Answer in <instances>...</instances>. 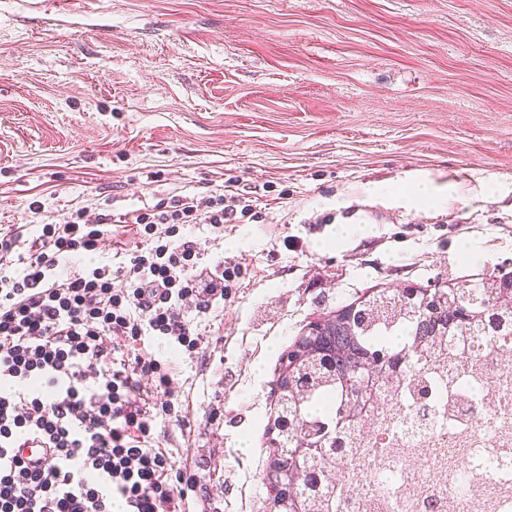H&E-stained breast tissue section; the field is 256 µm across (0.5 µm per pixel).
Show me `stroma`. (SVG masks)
Wrapping results in <instances>:
<instances>
[{"mask_svg": "<svg viewBox=\"0 0 512 512\" xmlns=\"http://www.w3.org/2000/svg\"><path fill=\"white\" fill-rule=\"evenodd\" d=\"M223 188L257 220L186 236L239 276L198 351L141 350L172 366L186 423L157 444L199 512H269L279 357L310 321L512 271V0H0V225Z\"/></svg>", "mask_w": 512, "mask_h": 512, "instance_id": "35a3bbf8", "label": "stroma"}]
</instances>
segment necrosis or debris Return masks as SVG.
Masks as SVG:
<instances>
[{
  "label": "necrosis or debris",
  "instance_id": "1",
  "mask_svg": "<svg viewBox=\"0 0 512 512\" xmlns=\"http://www.w3.org/2000/svg\"><path fill=\"white\" fill-rule=\"evenodd\" d=\"M434 403L436 417L417 431L405 426L413 403L393 405V468L372 472L373 448L357 450L374 494L355 512H426L430 499L441 512H512V373L486 358L482 374L457 373L435 386Z\"/></svg>",
  "mask_w": 512,
  "mask_h": 512
}]
</instances>
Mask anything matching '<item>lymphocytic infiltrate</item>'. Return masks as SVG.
Here are the masks:
<instances>
[{
  "label": "lymphocytic infiltrate",
  "mask_w": 512,
  "mask_h": 512,
  "mask_svg": "<svg viewBox=\"0 0 512 512\" xmlns=\"http://www.w3.org/2000/svg\"><path fill=\"white\" fill-rule=\"evenodd\" d=\"M252 209L215 193L125 214L80 209L29 246L23 228L0 231V512H177L196 492V476L153 446L157 417L185 422L170 368L135 347L158 336L200 349L186 309L203 316L223 304L216 284L239 269L220 264L216 283L199 281L200 249L183 230L220 231ZM115 224L134 225L140 245L116 264L95 262ZM117 338L131 353L116 357ZM145 381L158 405L135 400ZM32 441L48 462L24 460Z\"/></svg>",
  "instance_id": "lymphocytic-infiltrate-1"
}]
</instances>
